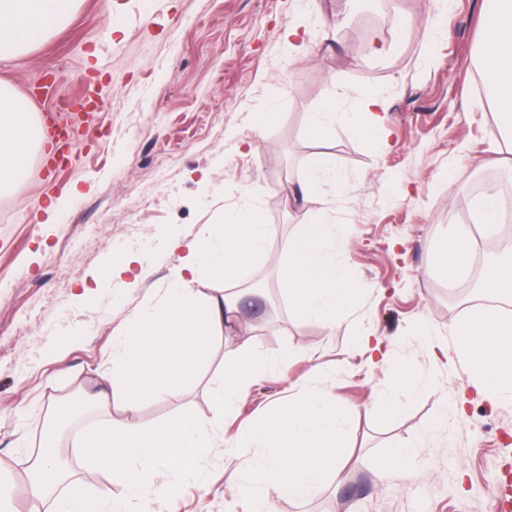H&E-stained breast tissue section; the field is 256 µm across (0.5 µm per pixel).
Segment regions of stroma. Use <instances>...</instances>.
<instances>
[{
  "instance_id": "obj_1",
  "label": "stroma",
  "mask_w": 512,
  "mask_h": 512,
  "mask_svg": "<svg viewBox=\"0 0 512 512\" xmlns=\"http://www.w3.org/2000/svg\"><path fill=\"white\" fill-rule=\"evenodd\" d=\"M365 5L340 20L337 0H75L63 27L0 62V80L42 119L59 100L99 91L66 160L44 144L28 174L0 194V454L12 465L0 475V512H42L26 468L47 408L111 373L114 331L158 298L178 263L164 244L245 204L261 206L273 227L268 255L245 275L266 283L268 309L244 310L213 344L208 374L147 402L138 419L152 425L184 410L211 417V377L238 352L273 359L291 348L298 357L237 400L206 482L182 487L177 512H247L231 478L239 430L314 384L348 411L352 456L338 481L306 500H278L277 512H512V399L491 405L457 375L434 370L417 334L426 317L447 338L465 316L427 273L449 237V211L469 208L479 176L512 180V153L490 149L495 117L476 85L481 0ZM295 20L307 30L299 50L282 37ZM374 41L398 48L376 59L368 54ZM369 91L384 102L387 146L342 127L321 146L307 138L322 101L336 98L354 112ZM269 110L278 121L259 128ZM319 153L342 174L319 188L326 219L351 228L336 265L363 290L334 328L299 316L279 280L287 241L300 229L294 191ZM52 199L62 208L49 224ZM132 252L149 271L142 284L105 280L91 300L76 301L88 274ZM357 328L382 340L388 361L370 363L353 342ZM399 359L436 382L404 397L395 417H376L370 406ZM460 391L464 418L438 425L443 398ZM107 417L125 419L120 409H95L63 434L71 478L108 482L107 473L89 474L71 445ZM413 443L412 477L380 481L389 448Z\"/></svg>"
}]
</instances>
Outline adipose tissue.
I'll return each mask as SVG.
<instances>
[{"instance_id": "ef3b65f1", "label": "adipose tissue", "mask_w": 512, "mask_h": 512, "mask_svg": "<svg viewBox=\"0 0 512 512\" xmlns=\"http://www.w3.org/2000/svg\"><path fill=\"white\" fill-rule=\"evenodd\" d=\"M74 0H0V61L41 44L70 12ZM483 45L480 80L493 102L498 129L512 142V0H482ZM36 114L29 101L0 83V191L26 170L35 144ZM335 168L317 161L301 181L304 205L301 229L288 243V261L280 280L288 299L304 316L328 325L344 319L360 293L335 263L336 227L317 207V186L336 180ZM271 226L255 206L225 210L221 223L209 225L203 237L174 238L168 247L179 262L170 272L162 294L140 307L131 322L119 329L112 343V373L100 388L73 401L51 403L48 424H61L86 407H119L126 414L121 426L100 422L77 439L79 453L91 470L104 471L108 484L88 490L83 482L68 481L54 443L41 442L30 463V491L48 499L49 512H164L181 481L203 479V463L215 448L214 438L232 413L236 399L269 372L287 370L294 357L287 349L276 359L248 350L225 360L224 376L211 390L213 414L203 418L183 412L161 424L145 427L138 421L142 403L179 390L210 358L213 342L223 339L252 289L241 281L252 261L269 250ZM475 236L470 225H458L443 244L430 274L453 281L471 269ZM212 279L237 284V291L207 297L196 287L201 270ZM488 304L450 330L439 355L446 365L461 370L469 386L491 404L512 397V318L497 304L512 295V262L489 270L481 281ZM397 375L372 406L381 417L394 416L403 395L414 393L418 379L412 363L399 362ZM166 469L171 482L155 485L154 474ZM122 486L124 499L112 496Z\"/></svg>"}]
</instances>
